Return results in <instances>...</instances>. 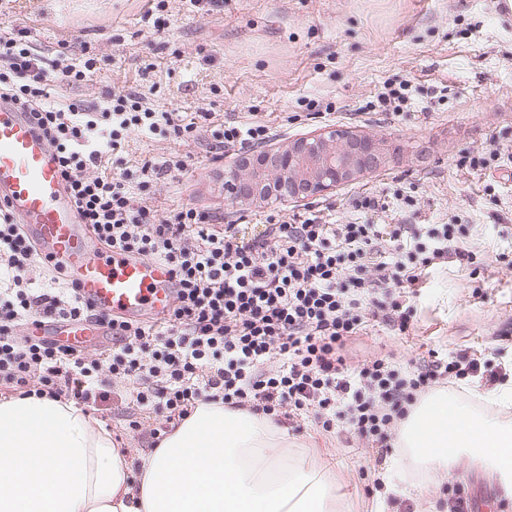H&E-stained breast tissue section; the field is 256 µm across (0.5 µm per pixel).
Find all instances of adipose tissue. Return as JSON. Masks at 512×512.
I'll return each mask as SVG.
<instances>
[{
	"label": "adipose tissue",
	"instance_id": "adipose-tissue-1",
	"mask_svg": "<svg viewBox=\"0 0 512 512\" xmlns=\"http://www.w3.org/2000/svg\"><path fill=\"white\" fill-rule=\"evenodd\" d=\"M486 398L497 414L432 391L398 442L427 470L469 457L512 496V384ZM287 445L271 417L211 403L134 461L75 403L12 396L0 401V512H336L328 474L285 464Z\"/></svg>",
	"mask_w": 512,
	"mask_h": 512
}]
</instances>
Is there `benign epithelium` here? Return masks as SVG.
Returning <instances> with one entry per match:
<instances>
[{"mask_svg": "<svg viewBox=\"0 0 512 512\" xmlns=\"http://www.w3.org/2000/svg\"><path fill=\"white\" fill-rule=\"evenodd\" d=\"M386 161L385 141L351 130H328L281 148L250 149L224 171L233 203L305 201L354 181Z\"/></svg>", "mask_w": 512, "mask_h": 512, "instance_id": "7a95c632", "label": "benign epithelium"}]
</instances>
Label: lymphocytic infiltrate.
<instances>
[{
    "label": "lymphocytic infiltrate",
    "mask_w": 512,
    "mask_h": 512,
    "mask_svg": "<svg viewBox=\"0 0 512 512\" xmlns=\"http://www.w3.org/2000/svg\"><path fill=\"white\" fill-rule=\"evenodd\" d=\"M96 70L45 67L22 34L0 35V97L29 112L44 130L82 223L96 241L167 265L175 302L168 314L131 323L82 302L51 267L52 285L34 287L39 263L22 226L0 209V388L27 396L92 404L101 387L127 383L129 403L163 416L153 429L162 441L201 403L287 419L293 430L313 419L389 452L400 422L438 380L484 376L503 381L512 365L503 350L480 360L455 350L447 360L415 369L385 359L350 369L343 350L366 316L407 331L412 307L400 294L437 261H474L467 224H326L307 218L267 223L249 236L235 224H216L191 207L165 215L136 205L134 196L182 170L176 156L144 162L138 177L109 173L132 132L166 129L173 140L196 137V122L144 106L138 92L107 91L102 104L75 100L48 105L52 84L81 82ZM73 320L112 332L102 359L84 348L22 326ZM276 371H266L270 360Z\"/></svg>",
    "instance_id": "f902f5d3"
}]
</instances>
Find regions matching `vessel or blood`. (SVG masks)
I'll use <instances>...</instances> for the list:
<instances>
[{
	"label": "vessel or blood",
	"mask_w": 512,
	"mask_h": 512,
	"mask_svg": "<svg viewBox=\"0 0 512 512\" xmlns=\"http://www.w3.org/2000/svg\"><path fill=\"white\" fill-rule=\"evenodd\" d=\"M32 237L40 259L58 265L79 298L99 313L135 319L166 314L172 275L163 263L98 247L81 223L58 159L28 113L0 99V201ZM69 342L98 339L105 329L61 322Z\"/></svg>",
	"instance_id": "1"
}]
</instances>
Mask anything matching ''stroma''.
<instances>
[{
    "mask_svg": "<svg viewBox=\"0 0 512 512\" xmlns=\"http://www.w3.org/2000/svg\"><path fill=\"white\" fill-rule=\"evenodd\" d=\"M164 2L170 25L144 26ZM25 30L36 53L52 61L68 43L65 64L78 66L91 45L99 69L89 80L58 85L57 104L99 103L106 90L131 88L146 106L187 117L208 113L198 139L132 133L124 169L177 155L175 177L137 195L166 212L189 206L224 224L292 223L318 216L330 224H470L481 263L434 265L405 302L416 309L408 332L369 320L348 346L359 368L386 356L415 366L464 347L490 355L512 347V7L501 0H0V34ZM407 86L398 114L385 112L390 89ZM259 123L265 146L278 147L326 128L385 140V165L314 199L252 207L224 199V170L238 153L215 157L212 125ZM497 155L480 168L469 158L489 140ZM370 196L382 210L364 212ZM282 459L332 463L342 494L338 512H445L448 485L506 504L497 480L461 461L449 471L413 465L402 449L381 458L365 441L307 424L292 433ZM388 481L384 496L374 479Z\"/></svg>",
    "mask_w": 512,
    "mask_h": 512,
    "instance_id": "1",
    "label": "stroma"
}]
</instances>
